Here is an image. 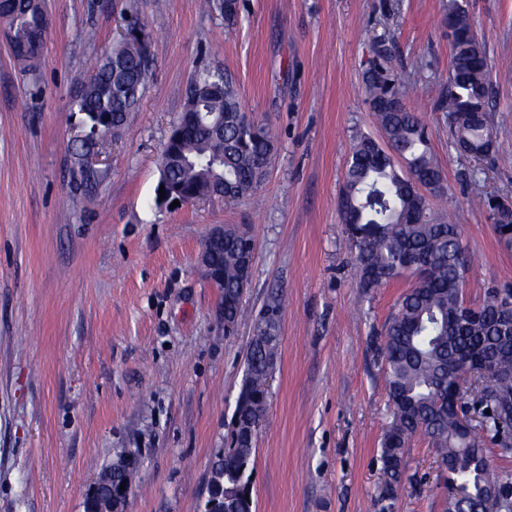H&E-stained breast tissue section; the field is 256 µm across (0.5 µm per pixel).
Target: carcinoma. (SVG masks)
<instances>
[{"instance_id":"carcinoma-1","label":"carcinoma","mask_w":512,"mask_h":512,"mask_svg":"<svg viewBox=\"0 0 512 512\" xmlns=\"http://www.w3.org/2000/svg\"><path fill=\"white\" fill-rule=\"evenodd\" d=\"M232 24L237 0H205ZM452 49L448 93L442 109L453 148L466 144L475 159L489 155L496 141L490 125L492 89L484 51L461 0H444ZM0 23L10 32L13 59L24 72L40 60L48 34L46 14L34 0H4ZM141 25L97 58L88 80L78 88L74 104L84 115L88 133L75 152L86 178L94 176L84 157L94 145L96 129L110 117L129 125L146 89L153 55L144 50ZM373 58L364 76L366 100L375 112L383 140L356 138L339 196L344 234L355 247L360 286L378 288L404 274L403 265L417 263L421 271L397 300L384 330L386 386L391 420L383 434L380 460L386 480L380 501L392 507L403 479V458L413 437L430 438L446 463L445 486L455 506L466 512H512V469L496 466L512 458V334L499 306L512 300V287L493 284L484 301L471 306L475 318L460 315L465 303L459 280V256L468 252L458 225L436 217L429 197L443 190L444 172L434 156L431 137L420 117L406 107L410 87L391 68L386 39L372 45ZM184 112L197 121L186 125L177 144L170 143L161 161L159 185L176 199L238 200L247 195L258 166L268 168L278 154L270 129L244 112L233 78L219 69L196 72L187 92ZM499 245L512 250V211L506 199L481 200ZM224 250L213 258L224 274L221 305L224 332L231 333L244 315L242 291L245 262L254 260L253 240L240 226L227 225ZM282 298L272 295L258 314L246 353L245 376L236 398L224 455L216 470L224 483V512H253L252 431L266 413V383L275 368L279 345ZM483 353L502 375L481 381L477 404L481 417L468 426L460 415L466 394L448 383L455 359Z\"/></svg>"}]
</instances>
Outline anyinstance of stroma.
<instances>
[{
  "label": "stroma",
  "instance_id": "35a3bbf8",
  "mask_svg": "<svg viewBox=\"0 0 512 512\" xmlns=\"http://www.w3.org/2000/svg\"><path fill=\"white\" fill-rule=\"evenodd\" d=\"M466 6L495 90L496 150L480 159L448 142L442 0H240L231 26L201 0H46V46L28 76L0 29V512H84L119 448L142 463L123 512H203L254 319L274 293L281 341L253 512H379L389 410L375 338L413 279L360 287L338 197L355 138L380 134L363 77L382 35L447 177L434 205L469 245L466 301L479 304L490 281L512 285V252L476 204L512 198V0ZM131 16L154 64L133 122L99 146L86 183L71 95ZM205 66L231 74L279 156L239 201L173 208L158 197L159 159ZM219 224L244 226L256 247L231 336L198 263ZM403 464L393 512H446L429 440L414 437Z\"/></svg>",
  "mask_w": 512,
  "mask_h": 512
}]
</instances>
